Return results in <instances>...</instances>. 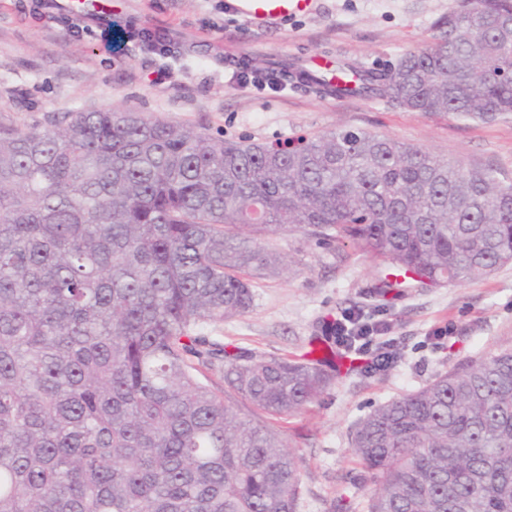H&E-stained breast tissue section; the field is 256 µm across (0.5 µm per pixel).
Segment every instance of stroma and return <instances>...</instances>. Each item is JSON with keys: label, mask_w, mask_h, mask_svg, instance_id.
Wrapping results in <instances>:
<instances>
[{"label": "stroma", "mask_w": 512, "mask_h": 512, "mask_svg": "<svg viewBox=\"0 0 512 512\" xmlns=\"http://www.w3.org/2000/svg\"><path fill=\"white\" fill-rule=\"evenodd\" d=\"M457 0H317L312 13L285 23L246 24L233 0H112L111 12L72 31L67 13L46 0H0V123L35 126L47 115L118 107L213 136L285 144L336 129H362L428 148L468 168L491 167L512 180V118L492 122L408 112L378 98L323 96L288 85L242 86L224 69L268 74L312 62L385 69L431 41V27ZM169 28L170 49L156 52L132 28ZM170 74L156 83L157 70ZM291 261L281 277L252 281L243 315L206 331L227 349L298 357L326 322L359 311L382 324L396 358L377 375L342 374L302 412L282 423L303 463L298 512H331L336 500L366 512L372 484L351 485L359 466L350 441L375 407L417 390L468 361L512 349V263L461 285L411 284L380 296L387 263L346 245L319 247L299 233L267 236ZM445 326L443 344L428 335Z\"/></svg>", "instance_id": "35a3bbf8"}]
</instances>
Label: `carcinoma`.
<instances>
[{
	"instance_id": "1",
	"label": "carcinoma",
	"mask_w": 512,
	"mask_h": 512,
	"mask_svg": "<svg viewBox=\"0 0 512 512\" xmlns=\"http://www.w3.org/2000/svg\"><path fill=\"white\" fill-rule=\"evenodd\" d=\"M311 82L505 118L512 0H459L394 66ZM277 232L384 260L382 295L463 284L512 261V183L360 129L281 146L112 109L0 124V512H297L301 456L267 419L339 373L204 333L288 270ZM351 451L367 512H512V350L377 407Z\"/></svg>"
}]
</instances>
